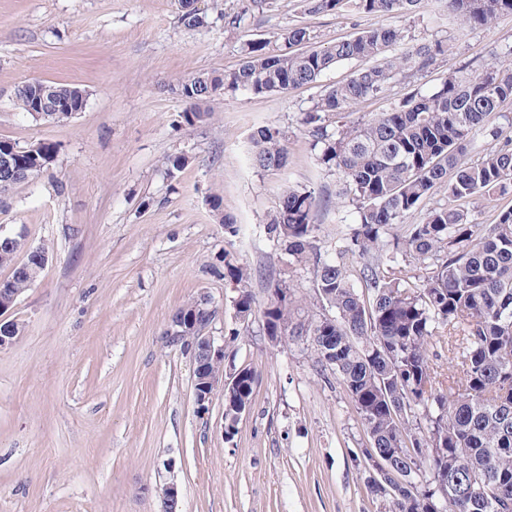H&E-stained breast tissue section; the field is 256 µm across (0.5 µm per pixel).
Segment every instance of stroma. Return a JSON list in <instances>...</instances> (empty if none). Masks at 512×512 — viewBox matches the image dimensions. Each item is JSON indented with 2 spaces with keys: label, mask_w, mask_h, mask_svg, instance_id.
<instances>
[{
  "label": "stroma",
  "mask_w": 512,
  "mask_h": 512,
  "mask_svg": "<svg viewBox=\"0 0 512 512\" xmlns=\"http://www.w3.org/2000/svg\"><path fill=\"white\" fill-rule=\"evenodd\" d=\"M199 6L209 24L188 29L177 0H0V140L55 149L46 171L0 201L5 232L49 249L39 280L0 315L24 326L0 351V512H162L157 490L167 483L177 485L182 512L381 510L366 487L367 436L345 388L306 339L271 343L261 315L270 286L287 278L297 298L317 302L313 266L289 270L263 231L282 187L314 191L320 250L356 218L341 176L318 164L299 121L359 64L285 93L217 97L191 127L175 92L198 72L235 68L245 43L284 28L310 25L326 44L377 19L351 9L312 16L302 0H269L252 25L230 33L222 9ZM397 24L410 42L440 40L448 54L357 114L512 46V14L464 32L438 0H423ZM36 80L83 90L82 111L63 122L22 111L15 92ZM266 124L288 132L284 170L251 162L249 134ZM178 154L189 164L168 174L164 161ZM222 212L239 236H225ZM228 253L251 272L256 311L245 323L224 278ZM202 293L217 309L209 333L237 329L226 352L257 374L231 438L221 432L223 394L198 414L192 363L165 345L171 315Z\"/></svg>",
  "instance_id": "stroma-1"
}]
</instances>
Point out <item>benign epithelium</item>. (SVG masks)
<instances>
[{
	"mask_svg": "<svg viewBox=\"0 0 512 512\" xmlns=\"http://www.w3.org/2000/svg\"><path fill=\"white\" fill-rule=\"evenodd\" d=\"M216 308L210 296L201 294L197 303L184 311L173 326L165 331V344L190 356L193 364V396L198 413L208 410L210 401L218 391L235 385L239 371L224 372L226 344L224 338H216L205 332L213 321ZM163 512H178L181 496L173 483L158 488Z\"/></svg>",
	"mask_w": 512,
	"mask_h": 512,
	"instance_id": "1",
	"label": "benign epithelium"
}]
</instances>
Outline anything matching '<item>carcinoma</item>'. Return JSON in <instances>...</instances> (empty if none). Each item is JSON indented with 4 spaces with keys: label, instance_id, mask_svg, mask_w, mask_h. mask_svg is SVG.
Listing matches in <instances>:
<instances>
[{
    "label": "carcinoma",
    "instance_id": "cac0c4a2",
    "mask_svg": "<svg viewBox=\"0 0 512 512\" xmlns=\"http://www.w3.org/2000/svg\"><path fill=\"white\" fill-rule=\"evenodd\" d=\"M239 2L224 11L229 32L250 26L254 10L266 0ZM305 2L315 15L350 5L389 20L414 12L422 0ZM441 2L465 28L487 27L512 14V0ZM179 8L184 27L207 26V14L190 0H179ZM404 40V30L392 23L326 46L317 44L309 26L285 28L273 38L247 43L235 69L199 72L182 81L181 118L188 126L203 121L208 103L229 92L285 93L317 83L335 64L372 62L325 89L301 117L318 164L349 186L357 222L322 257L315 245L314 192L290 186L264 224L289 266L312 263L315 293L326 314L299 317L291 285L277 283L264 308L267 329L273 336L283 327L290 336L307 337L317 364L344 386L370 444L362 451L365 467L393 460L395 490L386 493L373 478L367 480L387 512H512V208L476 226L464 207L512 193V139L500 141L493 124L503 104L512 101V47L467 72L448 70L439 85L416 88L383 112L348 120L358 105L397 80L429 70L447 52L439 40L407 47ZM41 98L60 106L43 113L45 121H65L83 109V92L76 87L29 82L16 93L18 106L29 115ZM249 144L257 168L286 166L287 136L280 128L256 127ZM53 156L46 143L37 144L34 155L19 153L14 185L40 175ZM438 189L448 194V202L388 243L391 226L404 223ZM212 208L224 234L238 236L240 226L221 211L218 199ZM16 253L0 249V266L11 267L0 290L21 295L34 285L36 262L31 254L17 262ZM399 253L405 260H398ZM354 257L364 261L362 291L348 273ZM224 278L237 288L235 318L249 320L255 304L250 271L227 252ZM445 335L454 364L448 389L442 390L435 387L428 343ZM254 385L255 372L242 368L238 386L224 393V406L251 400Z\"/></svg>",
    "mask_w": 512,
    "mask_h": 512
}]
</instances>
